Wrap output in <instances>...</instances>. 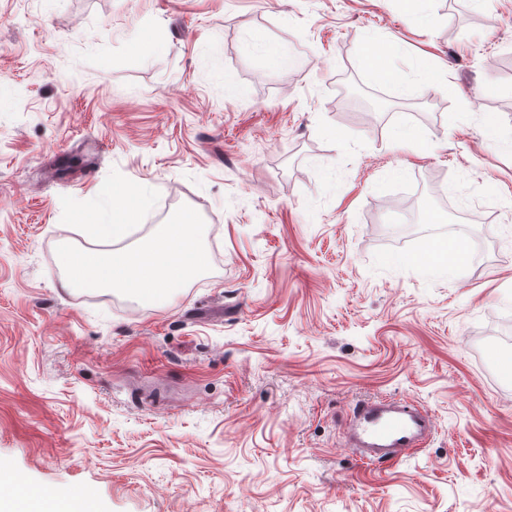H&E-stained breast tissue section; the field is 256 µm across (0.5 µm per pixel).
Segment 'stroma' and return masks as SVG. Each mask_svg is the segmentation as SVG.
Returning a JSON list of instances; mask_svg holds the SVG:
<instances>
[{
	"label": "stroma",
	"instance_id": "stroma-1",
	"mask_svg": "<svg viewBox=\"0 0 512 512\" xmlns=\"http://www.w3.org/2000/svg\"><path fill=\"white\" fill-rule=\"evenodd\" d=\"M380 48L377 60L364 49ZM210 271L61 288L81 227ZM480 258L437 264L456 228ZM512 0H0V468L97 512H512ZM427 408L392 465L364 398ZM430 431L424 408L396 398L367 399L354 409L347 443L362 459L395 464L420 448Z\"/></svg>",
	"mask_w": 512,
	"mask_h": 512
}]
</instances>
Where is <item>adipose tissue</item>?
I'll list each match as a JSON object with an SVG mask.
<instances>
[{"mask_svg": "<svg viewBox=\"0 0 512 512\" xmlns=\"http://www.w3.org/2000/svg\"><path fill=\"white\" fill-rule=\"evenodd\" d=\"M100 239L115 243L108 252L65 250L60 263L68 275L63 289L120 288L144 299L181 287L206 267V255L185 221L166 225L160 234L144 246L120 247L127 226L113 221L93 225Z\"/></svg>", "mask_w": 512, "mask_h": 512, "instance_id": "ef3b65f1", "label": "adipose tissue"}]
</instances>
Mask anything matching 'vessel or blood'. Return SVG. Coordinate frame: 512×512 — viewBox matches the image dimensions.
<instances>
[{
    "mask_svg": "<svg viewBox=\"0 0 512 512\" xmlns=\"http://www.w3.org/2000/svg\"><path fill=\"white\" fill-rule=\"evenodd\" d=\"M430 431L424 408L396 398L367 399L353 412L347 443L362 459L395 464L419 448Z\"/></svg>",
    "mask_w": 512,
    "mask_h": 512,
    "instance_id": "b4317fda",
    "label": "vessel or blood"
}]
</instances>
